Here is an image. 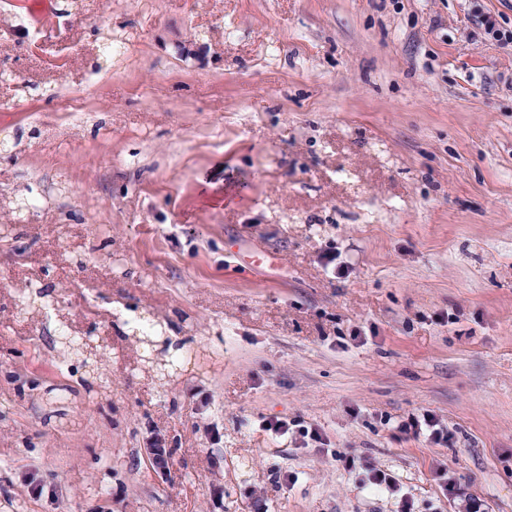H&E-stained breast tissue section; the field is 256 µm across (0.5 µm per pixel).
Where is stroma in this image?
I'll list each match as a JSON object with an SVG mask.
<instances>
[{"label":"stroma","instance_id":"35a3bbf8","mask_svg":"<svg viewBox=\"0 0 512 512\" xmlns=\"http://www.w3.org/2000/svg\"><path fill=\"white\" fill-rule=\"evenodd\" d=\"M74 11L79 54L28 50L0 83V202L54 191L38 219L0 215V512H396L336 450L414 512H512V44L480 25L512 31V0ZM101 16L129 47L110 62ZM97 64L91 116L45 100ZM38 291L107 340L110 396L78 367V397L46 406L60 345L19 311ZM145 316L181 349L165 387ZM424 413L447 445L396 435ZM336 461L343 462L345 469L348 471L362 472L364 478L362 479L365 485L370 486L375 490L386 489L388 491H394L398 486L397 479L385 470L375 468L374 466L364 464L355 458H348L340 455V453H334Z\"/></svg>","mask_w":512,"mask_h":512}]
</instances>
